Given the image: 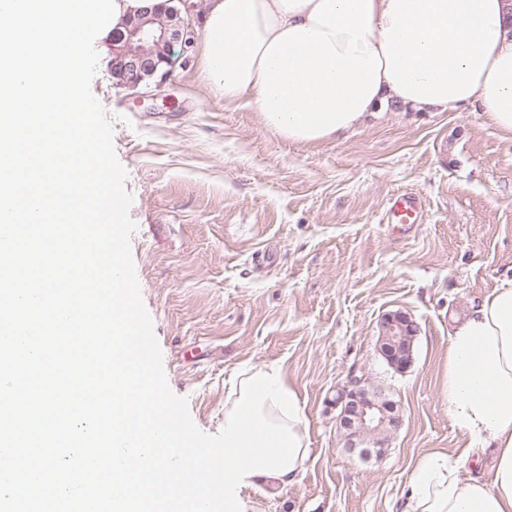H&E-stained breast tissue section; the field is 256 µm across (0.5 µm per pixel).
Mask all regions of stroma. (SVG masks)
Returning a JSON list of instances; mask_svg holds the SVG:
<instances>
[{"label": "stroma", "instance_id": "1", "mask_svg": "<svg viewBox=\"0 0 512 512\" xmlns=\"http://www.w3.org/2000/svg\"><path fill=\"white\" fill-rule=\"evenodd\" d=\"M94 46L91 89L134 197L131 253L171 391L208 434L223 429L224 383L245 365H281L304 404L305 472L241 489L243 512H397L424 453L465 446L443 394L448 336L512 279V139L468 105L391 107L337 139L294 144L205 84L200 46L136 90L112 73L111 29ZM404 191L424 203L408 228L388 221ZM395 311L418 325L403 375L376 351ZM353 371L402 416L368 460L326 404Z\"/></svg>", "mask_w": 512, "mask_h": 512}]
</instances>
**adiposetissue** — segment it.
I'll return each instance as SVG.
<instances>
[{
    "instance_id": "ef3b65f1",
    "label": "adipose tissue",
    "mask_w": 512,
    "mask_h": 512,
    "mask_svg": "<svg viewBox=\"0 0 512 512\" xmlns=\"http://www.w3.org/2000/svg\"><path fill=\"white\" fill-rule=\"evenodd\" d=\"M203 78L225 102L314 145L382 106L453 112L474 104L512 136V0H204ZM448 416L461 452L415 464L401 512H512V281L448 338ZM494 451L489 477L462 475Z\"/></svg>"
}]
</instances>
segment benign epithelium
Returning a JSON list of instances; mask_svg holds the SVG:
<instances>
[{
  "label": "benign epithelium",
  "instance_id": "7a95c632",
  "mask_svg": "<svg viewBox=\"0 0 512 512\" xmlns=\"http://www.w3.org/2000/svg\"><path fill=\"white\" fill-rule=\"evenodd\" d=\"M185 0H136L112 31V72L119 82L135 87L170 72L168 50L179 48L186 54L197 35L181 16L178 4ZM418 326L401 311L387 313L379 322L376 351L396 373H406L414 363L413 343ZM337 411L336 421L346 439V447L362 459L378 455L386 447L389 434L402 418L397 404L363 375L351 374L328 400Z\"/></svg>",
  "mask_w": 512,
  "mask_h": 512
}]
</instances>
